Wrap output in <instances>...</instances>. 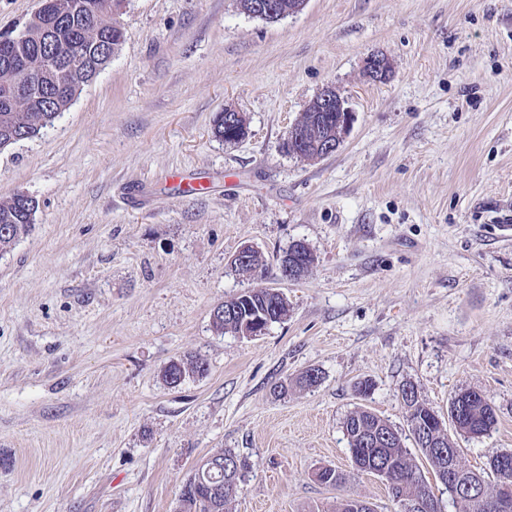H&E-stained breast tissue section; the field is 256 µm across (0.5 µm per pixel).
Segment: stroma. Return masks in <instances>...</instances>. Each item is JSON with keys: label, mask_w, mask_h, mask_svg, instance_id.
Listing matches in <instances>:
<instances>
[{"label": "stroma", "mask_w": 512, "mask_h": 512, "mask_svg": "<svg viewBox=\"0 0 512 512\" xmlns=\"http://www.w3.org/2000/svg\"><path fill=\"white\" fill-rule=\"evenodd\" d=\"M112 21L106 68L0 150V202L38 203L0 254V512H177L221 449L250 465L231 512H334L348 494L394 512L353 473L342 423L364 406L406 435V383L443 416L486 393L494 430L453 438L471 468L512 451V0H307L276 22L238 0H112ZM377 53L384 82L364 74ZM330 84L352 116L340 147L286 154ZM227 107L248 123L236 143L213 135ZM174 170L205 193L169 188ZM296 241L315 262L287 281ZM245 245L262 279L230 266ZM260 286L287 317L216 331L213 308ZM191 356L207 372L167 384ZM309 368L317 385L274 396ZM327 465L345 487L314 481Z\"/></svg>", "instance_id": "obj_1"}]
</instances>
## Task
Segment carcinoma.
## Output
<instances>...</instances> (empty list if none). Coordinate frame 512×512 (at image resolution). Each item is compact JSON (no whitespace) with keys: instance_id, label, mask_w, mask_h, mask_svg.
I'll use <instances>...</instances> for the list:
<instances>
[{"instance_id":"cac0c4a2","label":"carcinoma","mask_w":512,"mask_h":512,"mask_svg":"<svg viewBox=\"0 0 512 512\" xmlns=\"http://www.w3.org/2000/svg\"><path fill=\"white\" fill-rule=\"evenodd\" d=\"M107 0H70L73 11L61 16L51 0H43V9L33 16L17 36L0 40V75L13 68H22L37 75L26 86L27 95L36 100L40 111L28 113V121L19 122L18 115L0 105V144L11 139L19 142L37 136L52 125L58 114L85 85L93 65L107 62L110 54L123 41L122 30L110 23L89 41L82 28L83 20L93 15ZM337 113L304 112L299 122L304 127L334 129ZM37 210L36 201L17 194L0 203V253L11 249L27 234ZM304 274L314 263L310 248L303 242L292 244L279 258ZM266 259L257 250L250 251L247 263L235 268L242 273H263ZM232 311L213 320L216 330L237 333L257 321L277 323L288 314V303L274 300L267 288H254L231 302ZM400 400L406 411L409 436L428 460L435 476L442 481L448 472V457L440 449L448 447L445 420L425 401L416 389L402 385ZM448 419L458 435L474 439L487 435L498 423L497 412L489 398L480 390L465 389L456 393L448 408ZM344 435L354 471L377 475L386 481L388 495L397 512H411L420 501L429 503L427 512H435V496L420 469L410 457L402 433L367 408H357L343 422ZM224 461V472L216 474L224 482V494L216 496L209 486L200 484L193 494L179 496L180 512H226L238 494L247 470L246 461L230 450L215 452ZM495 483L512 481V452H499L489 460ZM348 475L326 467L319 475L320 484L342 487ZM456 512H497L493 490L479 497L448 491Z\"/></svg>"}]
</instances>
